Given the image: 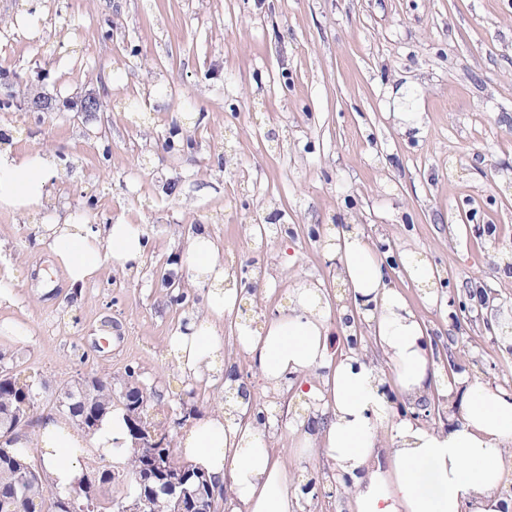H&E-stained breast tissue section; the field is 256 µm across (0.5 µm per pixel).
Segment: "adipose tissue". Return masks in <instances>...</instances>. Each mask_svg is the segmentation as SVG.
<instances>
[{"label":"adipose tissue","instance_id":"adipose-tissue-1","mask_svg":"<svg viewBox=\"0 0 512 512\" xmlns=\"http://www.w3.org/2000/svg\"><path fill=\"white\" fill-rule=\"evenodd\" d=\"M54 156L15 155L0 141V204L41 206L48 181L58 176ZM44 242L73 285L92 280L105 264L132 270L147 236L135 224H49ZM327 254L336 259L352 307L365 320L393 377L364 354L334 358L328 345L331 302L314 282L302 281L288 302L259 328L238 325V344L254 357L265 388H296L308 417H296L295 453L331 461L349 487V512H503L501 494L512 483L503 449L512 443V392L467 376L450 389L448 423L428 429L393 412L388 388L422 398L437 372L426 332L405 298L387 283L378 251L357 225L331 230ZM185 261L205 285L203 315L192 316L170 342L176 369L192 379L224 376L230 398L198 415L178 438V454L204 471L214 490H227L229 512H298L300 485L268 444L266 427L250 418L252 393L224 367L219 325L238 311L241 289L229 283L206 229L193 232ZM37 443L48 484L66 494L84 478L80 437L63 421L44 418L32 435L12 436L14 448Z\"/></svg>","mask_w":512,"mask_h":512}]
</instances>
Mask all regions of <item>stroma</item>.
Masks as SVG:
<instances>
[{
    "instance_id": "35a3bbf8",
    "label": "stroma",
    "mask_w": 512,
    "mask_h": 512,
    "mask_svg": "<svg viewBox=\"0 0 512 512\" xmlns=\"http://www.w3.org/2000/svg\"><path fill=\"white\" fill-rule=\"evenodd\" d=\"M20 38L0 71L61 102L0 112L13 151L51 152L62 176L44 209L0 207V353L59 389L127 368L155 420L176 426L224 403L175 368L169 341L198 288L176 302L161 275L188 277L187 239L207 225L219 259L262 325L301 280L342 293L326 255L330 227L359 229L430 333L439 380L394 408L430 428L448 420L465 373L512 391V0H0ZM95 92L106 110L76 118ZM416 112L417 127L400 113ZM144 225L134 273L105 265L72 286L38 239L43 222ZM413 249L435 268V302L402 271ZM224 320V363L258 409L270 446L315 497L301 512H347L325 457H297L293 390L264 391Z\"/></svg>"
}]
</instances>
